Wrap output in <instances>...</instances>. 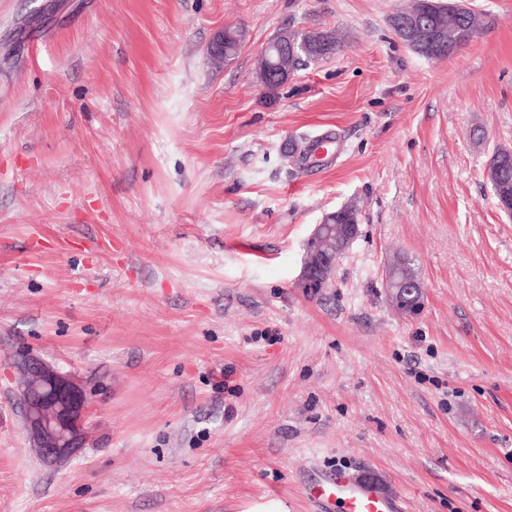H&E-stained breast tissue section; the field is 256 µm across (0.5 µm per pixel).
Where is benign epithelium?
Instances as JSON below:
<instances>
[{
	"mask_svg": "<svg viewBox=\"0 0 512 512\" xmlns=\"http://www.w3.org/2000/svg\"><path fill=\"white\" fill-rule=\"evenodd\" d=\"M392 24L411 39L421 41L444 54H454L463 45L454 42L444 31L435 25L422 26L415 22V17L396 12ZM265 47L261 59L267 61L261 83L268 84L270 76L283 80L288 76L285 61L288 60V44H280L275 61H269ZM512 165V149L496 148L486 169V180L491 185L502 183L503 175ZM341 230L336 253L323 260H318L312 253V244ZM360 234L357 215L344 206L326 214L315 225L306 246L302 277L310 285L315 280L334 273L339 258L348 250ZM33 386L23 399L26 417V432L33 447L37 449L40 459L48 466H57L69 461L85 447L88 438L87 395L80 381L72 374L63 372L54 365L35 356L27 357Z\"/></svg>",
	"mask_w": 512,
	"mask_h": 512,
	"instance_id": "obj_1",
	"label": "benign epithelium"
}]
</instances>
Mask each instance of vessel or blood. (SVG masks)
Segmentation results:
<instances>
[{"instance_id":"obj_1","label":"vessel or blood","mask_w":512,"mask_h":512,"mask_svg":"<svg viewBox=\"0 0 512 512\" xmlns=\"http://www.w3.org/2000/svg\"><path fill=\"white\" fill-rule=\"evenodd\" d=\"M300 486L319 512H404L400 499L380 495L343 468L313 466Z\"/></svg>"}]
</instances>
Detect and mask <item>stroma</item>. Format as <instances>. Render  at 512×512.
Wrapping results in <instances>:
<instances>
[{
	"mask_svg": "<svg viewBox=\"0 0 512 512\" xmlns=\"http://www.w3.org/2000/svg\"><path fill=\"white\" fill-rule=\"evenodd\" d=\"M410 2L0 0V512H315L312 464L406 512H512V220L484 179L512 147V0H458L488 25L440 61L391 28ZM304 31L342 45L260 84ZM347 204L360 237L307 294L306 239ZM26 352L87 394L58 466L21 423Z\"/></svg>",
	"mask_w": 512,
	"mask_h": 512,
	"instance_id": "35a3bbf8",
	"label": "stroma"
}]
</instances>
